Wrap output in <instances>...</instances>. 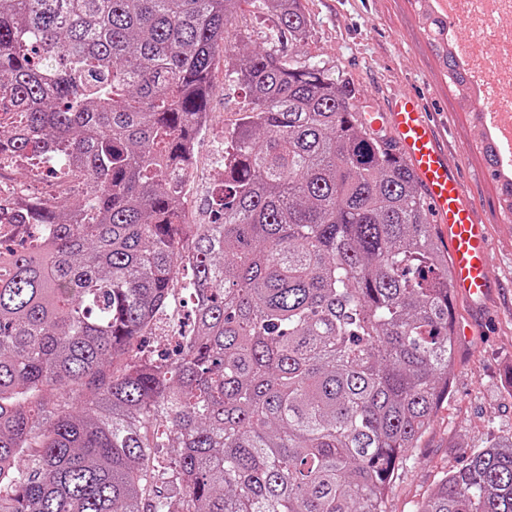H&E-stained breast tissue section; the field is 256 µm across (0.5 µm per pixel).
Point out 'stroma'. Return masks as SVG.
I'll return each mask as SVG.
<instances>
[{"label":"stroma","mask_w":512,"mask_h":512,"mask_svg":"<svg viewBox=\"0 0 512 512\" xmlns=\"http://www.w3.org/2000/svg\"><path fill=\"white\" fill-rule=\"evenodd\" d=\"M304 6L311 27L299 60L311 58L343 73L361 112L386 111L400 91L420 97L438 125L450 165L480 200L492 243L490 296L479 304L454 302L458 326L475 333L458 341L448 400L391 484L387 512H415L444 471L474 449L512 436V383L505 379L512 370V212L490 174L472 116L478 84L473 60L464 62L468 84L453 83L425 16L402 0H304ZM212 78L211 121L197 143L186 186V219L192 224L209 221L210 198L221 179L215 158L224 149L225 129L244 106L243 95L224 86L223 59H216Z\"/></svg>","instance_id":"obj_1"}]
</instances>
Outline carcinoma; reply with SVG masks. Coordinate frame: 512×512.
<instances>
[{
  "mask_svg": "<svg viewBox=\"0 0 512 512\" xmlns=\"http://www.w3.org/2000/svg\"><path fill=\"white\" fill-rule=\"evenodd\" d=\"M224 48L246 94L211 221L184 189ZM303 0H0V144L82 198L4 199L0 512H386L448 399V250L348 79L286 59ZM191 264L181 265L184 245ZM182 285L177 358L140 348ZM417 512H512V438ZM255 15L252 13H246L245 16L239 17L232 21V25L228 26V34L226 33V40L231 41L232 44L236 42L235 37L238 36L240 30H248L252 35V42H250L251 47L255 43H259L258 39L259 35V26L255 23Z\"/></svg>",
  "mask_w": 512,
  "mask_h": 512,
  "instance_id": "cac0c4a2",
  "label": "carcinoma"
}]
</instances>
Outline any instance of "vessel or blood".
Masks as SVG:
<instances>
[{
	"label": "vessel or blood",
	"mask_w": 512,
	"mask_h": 512,
	"mask_svg": "<svg viewBox=\"0 0 512 512\" xmlns=\"http://www.w3.org/2000/svg\"><path fill=\"white\" fill-rule=\"evenodd\" d=\"M370 120L392 129L400 153L425 190L431 217L440 226L451 258L455 293L482 300L492 286L487 229L476 217L475 199L452 170L436 127L419 100L406 92L394 94L388 112L371 114Z\"/></svg>",
	"instance_id": "obj_1"
}]
</instances>
